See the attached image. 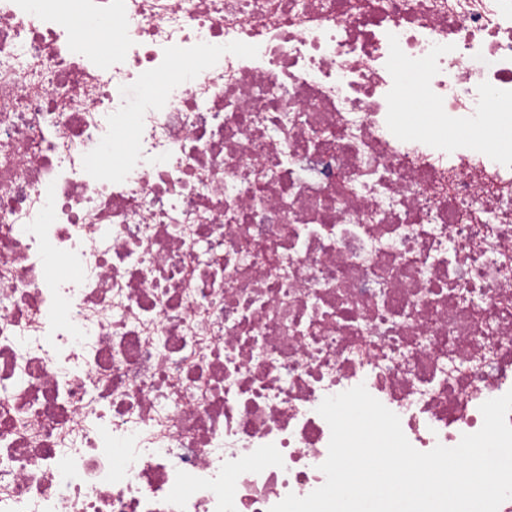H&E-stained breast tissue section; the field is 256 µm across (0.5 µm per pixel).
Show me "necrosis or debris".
<instances>
[{"instance_id":"necrosis-or-debris-1","label":"necrosis or debris","mask_w":512,"mask_h":512,"mask_svg":"<svg viewBox=\"0 0 512 512\" xmlns=\"http://www.w3.org/2000/svg\"><path fill=\"white\" fill-rule=\"evenodd\" d=\"M510 137L512 0H0V512H269L360 384L479 431Z\"/></svg>"}]
</instances>
